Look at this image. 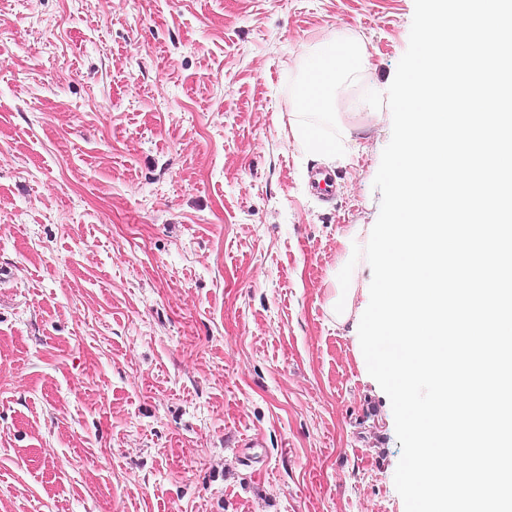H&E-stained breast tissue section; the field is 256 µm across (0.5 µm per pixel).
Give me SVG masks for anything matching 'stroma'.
Masks as SVG:
<instances>
[{"mask_svg":"<svg viewBox=\"0 0 512 512\" xmlns=\"http://www.w3.org/2000/svg\"><path fill=\"white\" fill-rule=\"evenodd\" d=\"M414 0H0V512H405L330 300ZM361 39L331 115L310 47ZM353 130L327 164L292 128ZM329 174L313 193L312 172ZM343 50H345L343 52ZM346 55L344 65L339 68L343 78L355 80L365 67L363 49L351 42H325L317 46L310 56L305 81L298 87L296 103L309 114L326 115L329 112L330 96L336 85V54ZM317 88V91H314Z\"/></svg>","mask_w":512,"mask_h":512,"instance_id":"obj_1","label":"stroma"}]
</instances>
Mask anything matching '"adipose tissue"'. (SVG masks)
I'll list each match as a JSON object with an SVG mask.
<instances>
[{
    "instance_id": "adipose-tissue-1",
    "label": "adipose tissue",
    "mask_w": 512,
    "mask_h": 512,
    "mask_svg": "<svg viewBox=\"0 0 512 512\" xmlns=\"http://www.w3.org/2000/svg\"><path fill=\"white\" fill-rule=\"evenodd\" d=\"M366 64L361 46L337 40L318 45L310 56L305 81L296 94L298 107L311 114H322L330 106L337 77L357 79Z\"/></svg>"
}]
</instances>
